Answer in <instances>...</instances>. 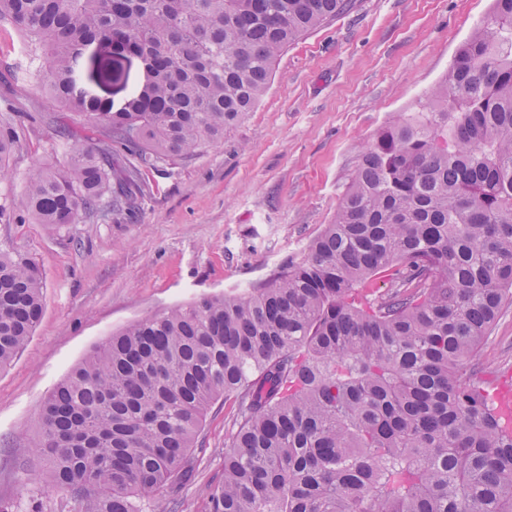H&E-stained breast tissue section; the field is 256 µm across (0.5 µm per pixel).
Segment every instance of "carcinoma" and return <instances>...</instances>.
<instances>
[{
    "instance_id": "1",
    "label": "carcinoma",
    "mask_w": 512,
    "mask_h": 512,
    "mask_svg": "<svg viewBox=\"0 0 512 512\" xmlns=\"http://www.w3.org/2000/svg\"><path fill=\"white\" fill-rule=\"evenodd\" d=\"M351 0H0L70 110L137 148L139 165L224 140L277 58ZM91 45L145 57L117 112L78 88ZM0 136V173L16 147ZM126 170L94 144L34 169L14 207L78 224ZM391 279L371 300L362 288ZM35 262L0 252V369L42 313ZM512 306V0L457 49L416 112L369 141L332 223L303 258L237 296L130 323L41 407L31 453L74 512H145L193 476L207 413L235 404L207 512H512V428L478 349Z\"/></svg>"
}]
</instances>
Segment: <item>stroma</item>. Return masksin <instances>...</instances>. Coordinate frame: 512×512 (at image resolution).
Listing matches in <instances>:
<instances>
[{
    "instance_id": "35a3bbf8",
    "label": "stroma",
    "mask_w": 512,
    "mask_h": 512,
    "mask_svg": "<svg viewBox=\"0 0 512 512\" xmlns=\"http://www.w3.org/2000/svg\"><path fill=\"white\" fill-rule=\"evenodd\" d=\"M491 9L492 0H354L278 57L265 95L222 143L142 170L133 209L56 227L8 209L9 199L32 169L106 143L108 132L53 101L22 36L0 24V126L20 136L0 177V250L33 259L44 282L42 318L0 370V501L70 512L28 448L42 401L112 331L243 292L300 260L332 222L362 144L398 113L418 110ZM113 67L115 80L88 90L118 107L144 69L133 56ZM480 362L485 385L512 389V307L482 343ZM233 415L221 402L208 413L177 512H206Z\"/></svg>"
}]
</instances>
